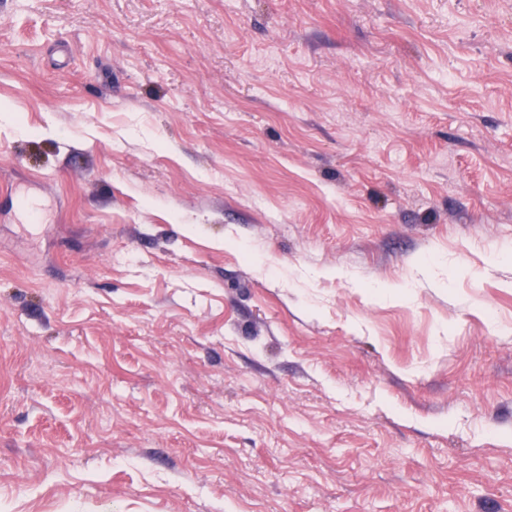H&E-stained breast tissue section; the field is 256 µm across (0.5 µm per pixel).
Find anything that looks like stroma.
<instances>
[{
  "mask_svg": "<svg viewBox=\"0 0 512 512\" xmlns=\"http://www.w3.org/2000/svg\"><path fill=\"white\" fill-rule=\"evenodd\" d=\"M0 512H512V0H0Z\"/></svg>",
  "mask_w": 512,
  "mask_h": 512,
  "instance_id": "1",
  "label": "stroma"
}]
</instances>
